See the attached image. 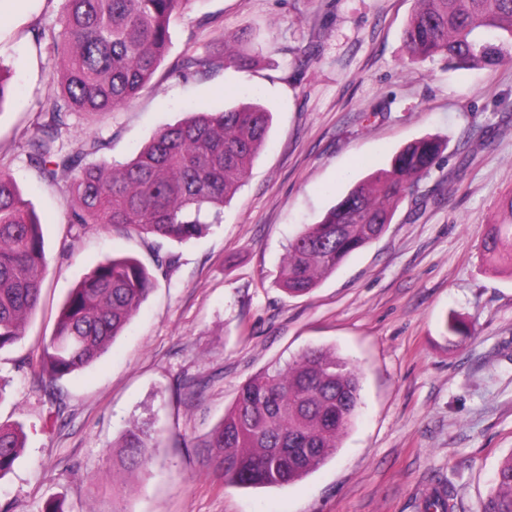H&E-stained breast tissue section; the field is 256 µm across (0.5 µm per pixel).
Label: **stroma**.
I'll return each instance as SVG.
<instances>
[{"instance_id": "1", "label": "stroma", "mask_w": 512, "mask_h": 512, "mask_svg": "<svg viewBox=\"0 0 512 512\" xmlns=\"http://www.w3.org/2000/svg\"><path fill=\"white\" fill-rule=\"evenodd\" d=\"M414 0H197L135 98L100 116L71 115L70 145L96 137L100 158L129 160L190 111L258 102L266 142L219 223L198 238L159 240L126 225L67 233L65 185L43 182L27 141L53 92L59 61L35 43L61 0H0V169L35 207L46 241L40 304L24 339L0 351V423H21L23 455L0 480V512H424L452 488L454 512H482L512 454V273L482 251L493 224L512 222V64L455 70L410 61L402 32ZM246 68L172 77L186 55L223 54ZM444 142L430 172L386 231L309 295L277 284L289 242L320 221L354 181L409 143ZM131 255L155 277L111 348L58 383L33 362L61 304L106 257ZM467 336L448 335L450 316ZM323 348L360 370L361 407L335 456L299 481L242 488L196 443L245 381ZM152 437L148 467L116 474L112 448L131 425Z\"/></svg>"}]
</instances>
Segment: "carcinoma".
<instances>
[{
    "instance_id": "1",
    "label": "carcinoma",
    "mask_w": 512,
    "mask_h": 512,
    "mask_svg": "<svg viewBox=\"0 0 512 512\" xmlns=\"http://www.w3.org/2000/svg\"><path fill=\"white\" fill-rule=\"evenodd\" d=\"M195 0H63L57 24L35 34L61 59L51 74L60 91L41 114L28 158L54 185L70 178V228L125 224L140 233L184 242L219 221L246 178L271 124L259 103L222 112H195L160 130L121 165L88 163L100 141L66 147L73 113L102 114L132 100L151 81L170 42L171 22ZM411 60L440 56L459 68L512 63V0H416L404 30ZM237 54L186 55L173 73L242 67ZM442 151L436 138L408 144L387 169L356 183L321 221L289 243L279 284L303 296L354 252L378 238L399 203ZM484 255L512 270V223L493 224ZM45 237L33 207L11 174L0 170V350L24 337L43 288ZM154 286L152 272L132 256L100 261L68 294L38 360L45 393L89 366L112 345ZM360 372L347 358L312 349L283 370L240 386L211 433L194 444L208 464L238 487L294 483L336 454L360 403ZM25 445L19 423H0V480ZM151 435L133 426L114 465L125 473L147 468ZM483 512H512V454L498 466Z\"/></svg>"
}]
</instances>
